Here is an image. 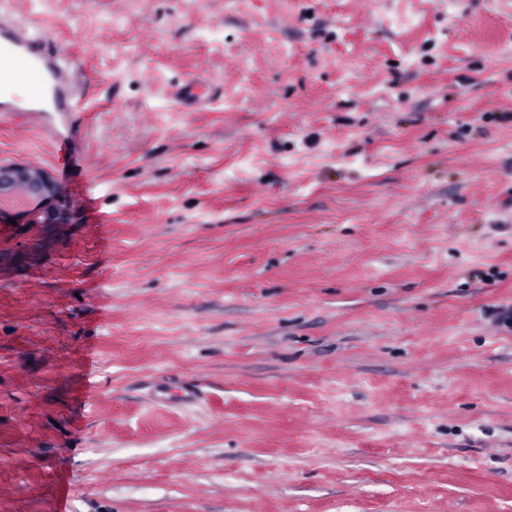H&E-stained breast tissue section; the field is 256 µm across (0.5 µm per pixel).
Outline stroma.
Here are the masks:
<instances>
[{"mask_svg": "<svg viewBox=\"0 0 512 512\" xmlns=\"http://www.w3.org/2000/svg\"><path fill=\"white\" fill-rule=\"evenodd\" d=\"M8 3L97 190L0 213V512H512V0ZM215 95L210 85L197 78H191L173 85L171 101L173 106L181 111H192L213 101Z\"/></svg>", "mask_w": 512, "mask_h": 512, "instance_id": "35a3bbf8", "label": "stroma"}]
</instances>
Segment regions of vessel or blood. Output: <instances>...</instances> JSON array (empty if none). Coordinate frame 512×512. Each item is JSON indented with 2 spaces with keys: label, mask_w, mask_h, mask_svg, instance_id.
<instances>
[{
  "label": "vessel or blood",
  "mask_w": 512,
  "mask_h": 512,
  "mask_svg": "<svg viewBox=\"0 0 512 512\" xmlns=\"http://www.w3.org/2000/svg\"><path fill=\"white\" fill-rule=\"evenodd\" d=\"M89 89L76 58L51 41L43 28L0 15V116L25 117L47 140L67 153L58 168L62 180L87 169L81 106ZM215 98L198 79L175 83L171 101L192 111Z\"/></svg>",
  "instance_id": "1"
}]
</instances>
